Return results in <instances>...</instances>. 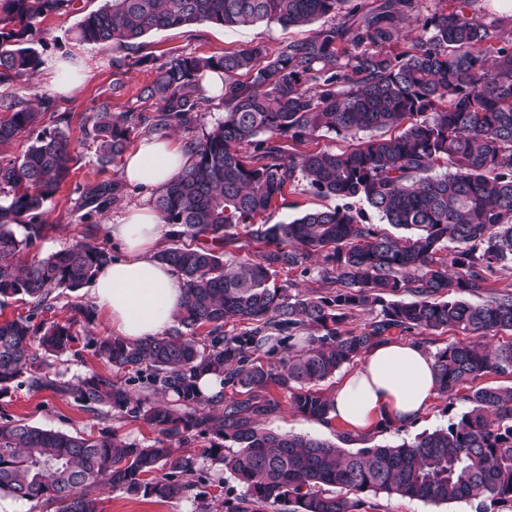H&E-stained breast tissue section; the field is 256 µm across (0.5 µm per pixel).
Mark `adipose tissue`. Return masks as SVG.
I'll return each mask as SVG.
<instances>
[{
	"mask_svg": "<svg viewBox=\"0 0 512 512\" xmlns=\"http://www.w3.org/2000/svg\"><path fill=\"white\" fill-rule=\"evenodd\" d=\"M191 161L187 149L173 140H143L122 167L124 181L163 186ZM127 256L104 267L94 279L92 295L116 336L134 341L161 335L174 322L186 290L180 274L154 257L169 225L149 206L131 209L112 225ZM436 394L434 362L421 347L386 343L363 358L333 395L332 415L356 430L417 418Z\"/></svg>",
	"mask_w": 512,
	"mask_h": 512,
	"instance_id": "obj_1",
	"label": "adipose tissue"
}]
</instances>
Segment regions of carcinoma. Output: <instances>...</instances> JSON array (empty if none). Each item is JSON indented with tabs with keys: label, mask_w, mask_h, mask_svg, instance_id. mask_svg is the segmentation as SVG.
Masks as SVG:
<instances>
[{
	"label": "carcinoma",
	"mask_w": 512,
	"mask_h": 512,
	"mask_svg": "<svg viewBox=\"0 0 512 512\" xmlns=\"http://www.w3.org/2000/svg\"><path fill=\"white\" fill-rule=\"evenodd\" d=\"M474 2L457 0L426 15L420 0L370 7L362 0H104L83 15L77 41L127 50L151 31L198 22L302 27L330 14L343 18L277 49L256 44L220 55H173L141 89L140 98L153 101L152 114L115 113L102 104L90 117L85 135L98 162L111 164L139 125L157 133L191 129L208 100L205 75L224 74V121L188 142L191 163L153 197L172 241L156 259L174 267L186 289L177 328L95 343L96 356L133 372L123 381L93 373L60 383L33 352L57 357L70 349L71 326L33 318L52 309L58 290L83 287L113 261L92 234L24 259L50 230L43 207L69 176L67 137L45 133L22 157H0V296L31 305L27 317L0 322V386L24 375L31 388L74 394L90 411L131 414L165 437L144 446L108 427L96 437L73 436L0 422L1 496L59 502L60 512H97L90 494L103 487L180 497L194 490L196 468L175 445L198 434L214 437L212 460L245 488L235 512H264L275 503L286 512H359L358 495L369 492L512 512V386L476 385L490 373L512 374V342H458L436 352L437 393L469 408L411 442L350 452L260 424L272 409V387L290 391L296 412L330 423L331 399L315 386L396 330L512 333V284L491 285L492 275L512 268V36L474 15ZM75 5L0 0V84L41 64L29 37L47 16ZM407 25L416 35L402 46ZM41 116L31 102L0 97V146ZM361 131L371 136L347 151L288 154L283 145ZM442 165L446 171L435 173ZM297 171L315 194L362 200L402 233L384 232L348 203L254 225L285 196ZM118 192L116 182L86 186L85 218L106 211ZM240 226L262 249L229 263L226 248H241ZM311 257L334 291L307 297L271 285L278 270ZM403 290L413 300L394 299ZM365 308L378 309L374 321L343 328ZM229 321L252 328L226 335ZM260 351L267 362L253 358ZM205 372L248 398L214 412V400L199 388ZM136 383L155 395L174 394L175 403L134 398ZM158 470L164 474L145 479Z\"/></svg>",
	"instance_id": "1"
}]
</instances>
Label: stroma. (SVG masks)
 <instances>
[{
  "label": "stroma",
  "instance_id": "35a3bbf8",
  "mask_svg": "<svg viewBox=\"0 0 512 512\" xmlns=\"http://www.w3.org/2000/svg\"><path fill=\"white\" fill-rule=\"evenodd\" d=\"M101 0H83L82 11L97 9ZM82 11H70L48 16L31 36L35 49L41 55L42 64L29 77L0 86V97L29 100L45 97L50 107L45 111L39 125L23 134L12 144L0 148V155L15 158L21 156L37 136L63 130L68 137L73 155L71 173L65 184L44 205V219L49 226L47 235L37 241L25 253L26 258L44 257L75 241L83 239L86 232H93L113 257H121L122 246L110 236L109 227L118 223L128 210L151 203L152 197L138 188L125 184L121 164L101 165L94 146L85 137L89 118L101 102H109L113 112L143 110L139 101L140 89L150 83L155 75L153 66L133 67L127 73H118L114 62L123 58L120 49L104 48L94 44L76 42L72 30L81 18ZM337 16L328 15L312 24L283 28L276 23H258L249 27L225 29L206 22L175 29L153 31L143 37L137 56L154 59L155 64L165 62L169 56L179 53H194L210 56L233 51L247 45L263 44L278 48L288 41L312 35L318 30L338 24ZM66 57L80 63L88 74L86 81L72 94L60 96L53 92L50 64ZM125 84L121 93H113L115 79ZM117 182L121 185L119 199L104 214L86 219L79 207L80 195L85 185L100 182ZM335 199H326L311 192L306 181H299L295 191L284 201L260 216V223L279 224L298 217L302 212L335 206ZM90 288L61 293L51 311L44 313L48 322H71L75 341L65 354L49 359L48 370L59 380L70 383L92 373L111 375L112 368L95 355L94 342L111 335L112 329L101 313H94L92 320L73 319L71 309L77 305H92ZM396 343H416L427 353H435L456 342L478 343L497 346L512 341V334L498 333L495 336L464 334L453 329L438 330L427 335L407 332H392ZM274 403L273 409L261 417L263 427L277 431L302 434L334 443L357 451L377 445H398L412 441L418 434L447 426L466 411V403L448 401L434 397L420 418L405 426H389L370 433L353 435L344 440V428L338 424L326 425L296 412L290 401L289 391L274 388L268 394ZM22 419L27 423L46 429L75 435H95L105 427L118 428L121 433L142 445L154 444L159 435L142 420L118 414L104 415L86 410L74 397H61L49 390L35 391L27 384L15 382L0 390V422ZM211 438L207 435L191 437L183 445L186 455L196 460V493H201L212 512H229L244 493L241 485L233 480H221L220 466L209 455ZM98 512H196L193 495L172 499L131 497L121 490L103 488L95 491ZM363 512H476L472 503L432 505L399 495H369L365 498Z\"/></svg>",
  "mask_w": 512,
  "mask_h": 512
}]
</instances>
